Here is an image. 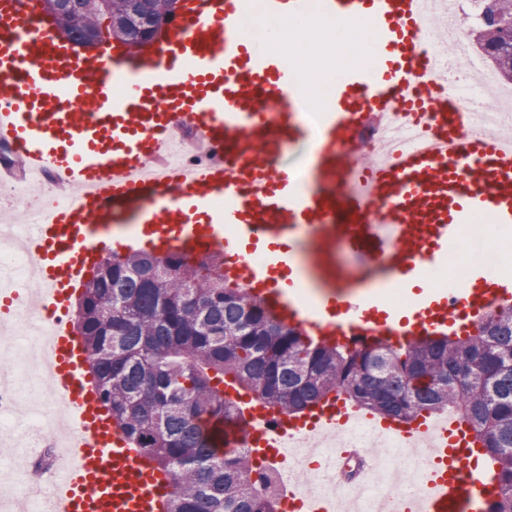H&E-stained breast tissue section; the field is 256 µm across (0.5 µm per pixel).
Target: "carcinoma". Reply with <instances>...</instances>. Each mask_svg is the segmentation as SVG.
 <instances>
[{"instance_id": "1", "label": "carcinoma", "mask_w": 512, "mask_h": 512, "mask_svg": "<svg viewBox=\"0 0 512 512\" xmlns=\"http://www.w3.org/2000/svg\"><path fill=\"white\" fill-rule=\"evenodd\" d=\"M56 24L74 42L99 28V0H59ZM107 35L131 46L155 32L178 0H107ZM480 27L484 54L512 82V0ZM75 326L102 407L170 483L162 512H278L254 477L250 449L219 451L202 423L241 411L224 386L301 415L334 393L374 414L410 422L452 411L489 455L500 485L490 512H512V306L478 318L464 337L410 343L326 344L282 323L249 288H232L206 256L117 252L92 268Z\"/></svg>"}]
</instances>
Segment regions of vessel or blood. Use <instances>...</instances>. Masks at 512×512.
<instances>
[{"instance_id":"b4317fda","label":"vessel or blood","mask_w":512,"mask_h":512,"mask_svg":"<svg viewBox=\"0 0 512 512\" xmlns=\"http://www.w3.org/2000/svg\"><path fill=\"white\" fill-rule=\"evenodd\" d=\"M315 8L363 22L372 39L370 66L342 70L311 126L296 61L242 24L258 11L278 23ZM426 18V0H183L158 44L82 55L56 38L40 0H0V183L50 176L74 197L31 231L36 297L69 313L104 241L127 251L142 234L161 253L223 254L225 276L324 342L452 335L512 302V276L492 263L445 288L431 280L464 227L512 225V132L470 134L421 63ZM415 103L429 121L416 146L402 126ZM388 120V152L363 161L368 128ZM187 139L205 143L211 163L161 168ZM306 144L305 163H292L287 148ZM390 288L409 308L390 303ZM49 351L78 428L71 465L51 473L49 512H161L167 480L106 420L69 322ZM356 413L331 396L298 417L253 407L223 445L278 456L285 436L332 431ZM472 441L455 418L438 426L435 468L412 512H488L496 481L473 464ZM371 458L339 449L336 472L362 479ZM287 497L289 512H334L322 498Z\"/></svg>"}]
</instances>
